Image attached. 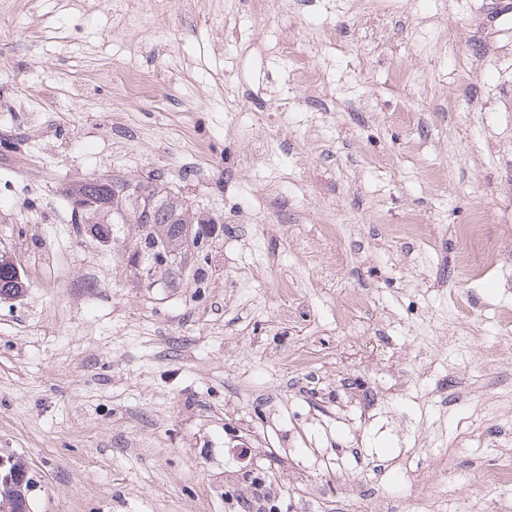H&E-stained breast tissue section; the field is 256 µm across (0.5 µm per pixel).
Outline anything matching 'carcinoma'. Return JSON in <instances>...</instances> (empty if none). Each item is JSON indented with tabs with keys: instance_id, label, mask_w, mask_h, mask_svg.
I'll list each match as a JSON object with an SVG mask.
<instances>
[{
	"instance_id": "obj_1",
	"label": "carcinoma",
	"mask_w": 512,
	"mask_h": 512,
	"mask_svg": "<svg viewBox=\"0 0 512 512\" xmlns=\"http://www.w3.org/2000/svg\"><path fill=\"white\" fill-rule=\"evenodd\" d=\"M76 200L84 203L74 222L82 224L91 212H112V223L134 224L138 229L139 248L135 250L146 277L176 261L178 248L196 240L198 231L192 225L201 223L191 204L177 195L161 194L150 180L91 178L75 192ZM213 250L207 246L196 255L187 277L201 286L199 277L204 273ZM24 284L16 266L0 258V297L17 296ZM28 483L20 480L5 483L0 480V512H30Z\"/></svg>"
}]
</instances>
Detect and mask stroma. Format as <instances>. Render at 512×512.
<instances>
[{
  "mask_svg": "<svg viewBox=\"0 0 512 512\" xmlns=\"http://www.w3.org/2000/svg\"><path fill=\"white\" fill-rule=\"evenodd\" d=\"M141 9L0 0V253L26 283L0 299V454L31 512L511 507L481 473L512 456V0ZM115 175L210 219L203 287L141 277L109 213L74 223ZM482 224H466L456 228L457 236L469 245H481L487 258L491 257L494 251L493 245L482 237Z\"/></svg>",
  "mask_w": 512,
  "mask_h": 512,
  "instance_id": "1",
  "label": "stroma"
}]
</instances>
